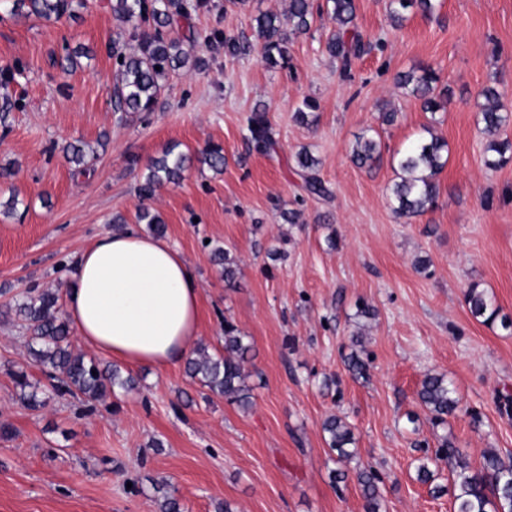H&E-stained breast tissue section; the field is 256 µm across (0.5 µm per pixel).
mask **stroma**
<instances>
[{
  "mask_svg": "<svg viewBox=\"0 0 512 512\" xmlns=\"http://www.w3.org/2000/svg\"><path fill=\"white\" fill-rule=\"evenodd\" d=\"M388 0H357V25L372 50L342 75L325 47L326 0H312L310 30L291 38L288 62L269 68L252 18L285 12L288 0H248L228 9L207 0L193 22L243 40L229 57L197 48L204 70H183L155 112L112 107L115 66L108 53L128 26L112 0H87L77 17L32 21L0 17V69L20 68L0 99V200L17 194L12 217L0 215V512H159L166 483L181 512H365L357 468L379 475L381 512H452L455 474L439 455L440 438L460 448L471 470L485 453L512 460V330L474 319L464 301L478 286L512 317V160L485 164L489 141L480 121L484 88L512 111V0H437L390 23ZM92 60L59 65L66 46ZM432 67L448 86L446 111H423L396 84L398 73ZM317 101L313 124L299 123L304 98ZM267 107L272 150L249 142L248 119ZM398 112L393 124L380 108ZM448 144L434 209L407 220L392 211L394 156L425 127ZM377 131L382 156L355 166L349 151ZM108 134L93 166L79 173L61 149ZM193 162L184 179L139 199L148 165L170 145ZM224 150V169L201 163L203 149ZM310 150L328 188L309 195L294 156ZM165 223L164 239L194 268L201 290L199 344L224 351L232 321L251 346L253 404L241 409L191 380L184 367L133 369L139 388H121L85 406L49 394L29 356V335L7 310L27 290L64 289L77 255L116 231L113 216L136 226L139 204ZM300 213L288 223V211ZM336 235L338 249L326 239ZM223 248L236 263L232 282L211 259ZM427 269H419V261ZM367 303L374 315L357 314ZM362 332L371 359L354 378L344 358ZM26 372L46 404L27 407L16 372ZM442 373L460 410L436 430L417 392L425 374ZM335 388H325L326 379ZM352 425L357 454L345 485L321 424L330 414ZM434 473L417 478L421 464ZM445 494H435V487Z\"/></svg>",
  "mask_w": 512,
  "mask_h": 512,
  "instance_id": "obj_1",
  "label": "stroma"
}]
</instances>
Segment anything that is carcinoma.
<instances>
[{"label":"carcinoma","instance_id":"carcinoma-1","mask_svg":"<svg viewBox=\"0 0 512 512\" xmlns=\"http://www.w3.org/2000/svg\"><path fill=\"white\" fill-rule=\"evenodd\" d=\"M205 6V0H112V14L122 22L131 24L129 39L123 44L112 45L115 58V82L112 102L117 112L147 114L155 110L170 75L188 66L197 68L200 59L183 48L189 43L194 48L222 46L224 52L235 55L240 50L238 41L218 32L207 33L188 26V34L174 37L171 30L181 20L189 22L193 14ZM86 7V0H0V8L11 15L33 20H59L71 18ZM418 9L431 13L436 0H390L389 19L394 27H400L406 12ZM326 16L332 26L327 50L340 63L342 72L351 71L353 64L371 50L357 29L356 0H326ZM313 20L311 0H289L288 16L272 11L258 13L253 28L262 41V56L271 67L286 64L290 37L305 34ZM397 84L407 89L420 101L426 112H438L445 108L448 88L439 87L440 77L432 68L421 72H401ZM486 105L481 112V122L491 136L486 148L485 164L496 168L506 162L509 143L499 142L494 136L509 121V113L501 102V94L492 87L483 89ZM251 141L260 150H268L273 141L266 107L258 106L249 119ZM427 136L420 137L405 151L398 153V181L391 187L393 211L400 217H415L433 209L439 196L436 176L448 163L447 143L425 129ZM65 160L87 171L95 158L92 147L81 142L63 147ZM204 160L215 171L224 167L223 148L212 145L204 152ZM380 156V142L372 135L358 137L352 147L351 160L362 168L371 165ZM188 157L175 148H168L157 158L142 183L138 194L148 198L167 183L176 184L184 177ZM295 167L305 177V189L313 196H325L328 190L315 176L319 160L302 149L294 157ZM136 220L158 233L164 225L160 215L145 206L138 208ZM214 261L224 267V279L232 281L235 274L234 260L221 248L213 251ZM59 295L52 291L27 293L15 300L12 308L15 317L29 333L38 348H29L36 362L53 380L52 390L58 395L82 396L88 400L102 399L111 388L118 386L131 390L135 379L121 376L117 368L103 367L93 359L70 348L69 327L58 304ZM465 303L471 315L488 325L500 322L505 329L512 322L500 316L483 291L477 286L465 292ZM354 349L345 357V365L354 377L363 378L369 369V358L363 357V341L352 339ZM251 351L244 337L229 322L224 321V354L211 355L206 348L198 347L187 361L189 375L209 391L219 394L246 410L252 405L251 388L246 384L245 363ZM420 403L430 414L435 426L443 425L456 414L459 401L442 373H427L420 382ZM322 431L328 447L336 452V461L355 456L354 433L351 425L341 416L330 415L322 422ZM441 452L448 457V464L457 474L458 493L454 495V512H512V462H505L491 451L484 455L481 469L469 473V464L461 451L448 439H443ZM356 480L365 500L366 512H380L379 476L372 470L362 469Z\"/></svg>","mask_w":512,"mask_h":512}]
</instances>
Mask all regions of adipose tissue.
I'll return each instance as SVG.
<instances>
[{"instance_id":"1","label":"adipose tissue","mask_w":512,"mask_h":512,"mask_svg":"<svg viewBox=\"0 0 512 512\" xmlns=\"http://www.w3.org/2000/svg\"><path fill=\"white\" fill-rule=\"evenodd\" d=\"M64 298L78 339L125 365H178L200 334L201 294L191 263L136 228L100 235L83 250Z\"/></svg>"}]
</instances>
